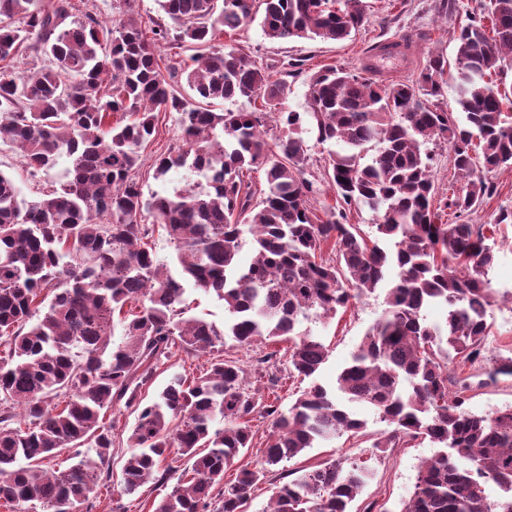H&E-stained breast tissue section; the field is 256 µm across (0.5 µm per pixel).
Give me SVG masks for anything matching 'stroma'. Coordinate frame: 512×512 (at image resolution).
<instances>
[{
	"instance_id": "1",
	"label": "stroma",
	"mask_w": 512,
	"mask_h": 512,
	"mask_svg": "<svg viewBox=\"0 0 512 512\" xmlns=\"http://www.w3.org/2000/svg\"><path fill=\"white\" fill-rule=\"evenodd\" d=\"M366 19L362 27L342 41L296 39L287 42L265 37L259 23L246 25L232 34L221 36L220 42L249 55L273 74H280L282 64L290 59L303 60V72L286 77L288 93L281 108L286 112H303L307 109L311 75L322 68L337 67L362 72L365 64L378 63L380 81L416 80L424 69L430 54L439 52L445 58L455 56L454 37L471 17L482 14L486 0H455L451 7H444L443 0H364ZM401 42L404 50L391 58H373L376 46ZM310 150L305 173L313 182L315 191L309 197L311 210L323 214L336 203V192L329 184L325 172L335 147L319 144L314 131L304 134ZM180 138L173 114L162 112L157 116L156 135L141 154L137 177L145 193L162 192L183 186L187 170L169 172L163 179H155L154 163L157 156L179 147ZM434 156L432 176L435 185V202L442 206V219L456 223L454 209L447 202L464 184L455 174L447 145L432 146ZM68 167L66 160L48 174L31 179L19 155L6 149L0 150V170L10 174L26 199H36L37 186L51 185L63 180ZM493 182L495 194L484 199L476 212L465 216L468 224L485 225V233L494 245L496 255L488 277L501 300L489 311L487 320L491 336L483 359L466 365L461 371L469 384L468 408L477 414L490 413L512 406V377H493L492 372L501 359L512 357V303L506 302L512 293V223L496 224L495 219L503 210L512 211V171L494 170L486 175ZM382 293H374L353 302L335 319H310L304 322L303 331L321 338L328 349L327 358L315 376L316 382L325 387L336 385V378L347 364L366 330L382 310ZM355 412L365 420L363 437L352 439L341 436L331 442L307 449L300 457L281 463L268 482L255 487L246 512H263L275 484L295 478L297 470L337 460L340 462L364 461L374 476L363 488L353 505V512H365L375 506L377 512H399L403 502L414 491L420 463L434 452L429 440H417L385 450L374 449L375 440L384 438L389 424L363 405H355Z\"/></svg>"
}]
</instances>
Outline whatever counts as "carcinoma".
Returning <instances> with one entry per match:
<instances>
[{"label":"carcinoma","instance_id":"carcinoma-1","mask_svg":"<svg viewBox=\"0 0 512 512\" xmlns=\"http://www.w3.org/2000/svg\"><path fill=\"white\" fill-rule=\"evenodd\" d=\"M158 4L166 20L147 32L129 15L111 28L89 10L78 15L74 0H0V147L20 150L33 177L69 161L66 180L32 201L0 170V346L8 350L0 357V503L10 512H81L111 479L104 471L114 440L103 417L122 404L136 413L122 494L172 480L152 512H243L272 467L319 442L363 435L366 423L349 407L358 403L394 426L373 447L419 438L438 445L399 512H512V407L470 412L467 384L449 372L486 350L495 254L484 225L438 221L427 151L448 144L466 179L451 200L459 215L490 191L483 171L512 169L503 112L512 86L490 80L512 58V0H489L487 16L461 29L453 73L441 53L411 83L325 68L310 78L304 114L280 111L286 83L217 35L258 18L270 40L338 41L362 25L363 0ZM166 45L190 52L188 96L165 79ZM21 47L47 63L16 75ZM449 74L459 117L442 107ZM240 99H260L265 111L211 109ZM159 112L176 113L187 138L156 159L154 178L186 167L205 182L147 196L135 170ZM118 113L130 120L109 124ZM274 113L288 133L269 138ZM305 122L317 142L342 146L327 169L337 205L324 220L308 204ZM255 171L264 174L259 187ZM353 207L377 215L374 238L345 223ZM147 215L174 245L182 279L145 242ZM247 234L255 256L242 268ZM184 279L224 302L223 328L188 315ZM380 288L382 312L331 391L314 384L285 409L268 366L275 353L257 360L251 381L229 355L286 340L289 369L310 378L327 349L299 325L332 319ZM129 302L138 311L115 319ZM432 303L446 308L441 324L427 321ZM176 347L207 358V368L192 379L173 375L144 401ZM256 415L270 431L250 468L238 459L253 447ZM84 446L96 459L81 456ZM171 448L181 465L165 464ZM63 453L77 462L61 470L53 461ZM370 478L363 461L303 468L273 489L265 512H351Z\"/></svg>","mask_w":512,"mask_h":512}]
</instances>
